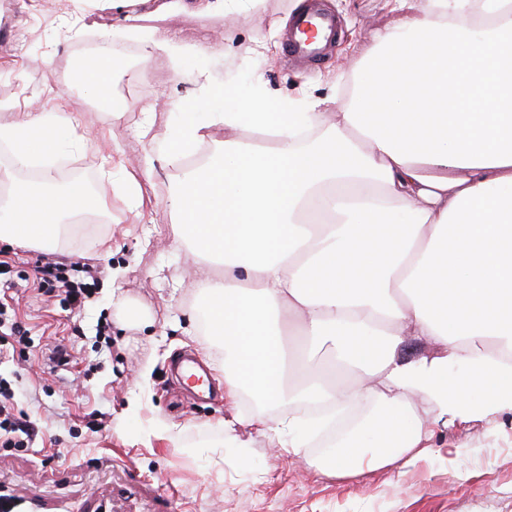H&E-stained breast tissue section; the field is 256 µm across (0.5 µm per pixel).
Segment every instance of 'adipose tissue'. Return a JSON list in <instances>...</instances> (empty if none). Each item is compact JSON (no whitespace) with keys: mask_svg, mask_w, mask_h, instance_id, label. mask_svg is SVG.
Wrapping results in <instances>:
<instances>
[{"mask_svg":"<svg viewBox=\"0 0 512 512\" xmlns=\"http://www.w3.org/2000/svg\"><path fill=\"white\" fill-rule=\"evenodd\" d=\"M394 10L341 111L329 96L272 95L257 72L221 88L202 72L206 111L173 102L179 117L158 148L182 174L173 237L209 265L196 300L205 341L226 355L224 393L264 403L225 420L229 443L244 422L287 437L299 457L332 420L376 400L323 461L339 478L366 465L400 473L428 455L435 431L416 403L445 426L512 414V0H395ZM136 37L144 58L177 68L224 55L218 40ZM111 84V55L83 58L85 93L107 99ZM72 126L68 113L40 107L0 124V145L16 168H48L72 146ZM215 128L220 160L188 167ZM106 202L79 179L10 182L0 242L56 250ZM288 322L311 348L293 361ZM407 335L436 352L401 356ZM322 349L332 359L312 362ZM297 402L314 416L273 411Z\"/></svg>","mask_w":512,"mask_h":512,"instance_id":"obj_1","label":"adipose tissue"}]
</instances>
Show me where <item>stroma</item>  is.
I'll list each match as a JSON object with an SVG mask.
<instances>
[{
  "mask_svg": "<svg viewBox=\"0 0 512 512\" xmlns=\"http://www.w3.org/2000/svg\"><path fill=\"white\" fill-rule=\"evenodd\" d=\"M0 7V111L9 123L30 102L61 104L74 119L71 135L86 149H69L56 182L106 183L113 159L139 172L151 143H163L173 120L171 101H188L198 71L216 84L249 65L268 87L283 95L307 91L336 94L334 75L353 72L377 30L399 16L390 0H321L340 22L338 38L324 60L302 69L287 65L284 21L293 0H267L248 17L225 19L214 0H183L167 11L166 0H141L115 8L107 0H5ZM153 26L187 44L223 37L225 57L201 59L174 69L163 55L142 61L131 30ZM265 31L266 49H255V31ZM109 40L129 49L115 63L112 88H128L132 112L123 118L92 110L91 101L68 79L85 44ZM148 69L141 78L140 69ZM155 107L152 141L139 138L140 107ZM177 171L155 161L143 181L142 207L116 204L111 217H89L72 226L62 250L0 243L17 289L1 299L30 331L17 356L0 361V378L38 434L31 448L0 447V490L41 512H512V415L437 428L427 458L404 475L371 467L357 478H337L321 467L320 444L306 448L305 461L282 451L255 428L237 427L239 448L224 440V421L235 412L223 395L200 402L175 385L169 364L194 353L216 387L224 385V353L202 348L192 336L197 317L192 278L204 262L191 246H174L169 197ZM96 268L95 286L83 309H71L36 269L45 256ZM119 277H112V270ZM138 308L142 317L118 319L113 296ZM68 345L71 369L49 374L46 347ZM180 439L172 447L163 429Z\"/></svg>",
  "mask_w": 512,
  "mask_h": 512,
  "instance_id": "stroma-1",
  "label": "stroma"
}]
</instances>
